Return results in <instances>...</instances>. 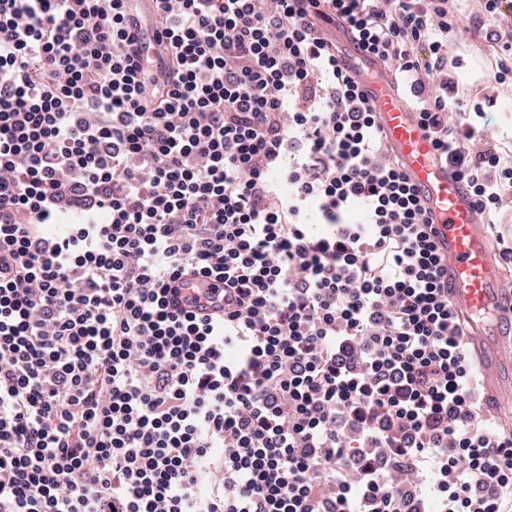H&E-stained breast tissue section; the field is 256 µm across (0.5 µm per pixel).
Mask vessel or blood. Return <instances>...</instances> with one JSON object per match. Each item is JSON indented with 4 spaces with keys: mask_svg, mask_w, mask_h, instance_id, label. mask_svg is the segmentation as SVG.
<instances>
[{
    "mask_svg": "<svg viewBox=\"0 0 512 512\" xmlns=\"http://www.w3.org/2000/svg\"><path fill=\"white\" fill-rule=\"evenodd\" d=\"M338 49L424 204L448 270V297L469 336L468 352L480 386L486 398L496 399L512 386V292L503 285L486 226L466 186L440 161L430 133L391 71L351 34H344Z\"/></svg>",
    "mask_w": 512,
    "mask_h": 512,
    "instance_id": "1",
    "label": "vessel or blood"
}]
</instances>
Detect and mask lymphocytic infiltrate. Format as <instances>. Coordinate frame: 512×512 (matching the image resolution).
<instances>
[{"label": "lymphocytic infiltrate", "instance_id": "obj_1", "mask_svg": "<svg viewBox=\"0 0 512 512\" xmlns=\"http://www.w3.org/2000/svg\"><path fill=\"white\" fill-rule=\"evenodd\" d=\"M482 5L512 87V0ZM338 23L511 271L448 0H0V512H512V427Z\"/></svg>", "mask_w": 512, "mask_h": 512}]
</instances>
